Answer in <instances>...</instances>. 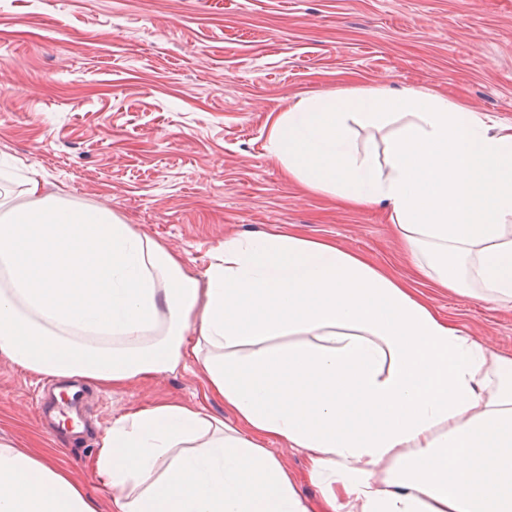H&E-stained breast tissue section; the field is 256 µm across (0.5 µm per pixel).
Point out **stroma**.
I'll use <instances>...</instances> for the list:
<instances>
[{
  "label": "stroma",
  "instance_id": "stroma-1",
  "mask_svg": "<svg viewBox=\"0 0 512 512\" xmlns=\"http://www.w3.org/2000/svg\"><path fill=\"white\" fill-rule=\"evenodd\" d=\"M413 88L512 124V0H0V185L106 209L202 277L231 233L289 229L407 273L376 206L346 209L288 182L267 151L270 116L344 88ZM421 292L470 336L512 353V312ZM41 383L0 358V436L55 449L109 512L91 462L131 407L195 402L196 368L121 389L84 386L86 443L40 424Z\"/></svg>",
  "mask_w": 512,
  "mask_h": 512
}]
</instances>
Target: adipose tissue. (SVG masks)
Segmentation results:
<instances>
[{"mask_svg":"<svg viewBox=\"0 0 512 512\" xmlns=\"http://www.w3.org/2000/svg\"><path fill=\"white\" fill-rule=\"evenodd\" d=\"M384 127L382 153L353 126ZM289 181L382 204L410 277L298 231L232 235L202 278L114 213L26 180L0 209V357L125 387L196 366L203 404L129 409L93 472L110 512H512V354L419 284L512 307V125L440 95L345 89L273 121ZM301 450L319 501L268 447ZM0 512H100L45 450L0 437Z\"/></svg>","mask_w":512,"mask_h":512,"instance_id":"adipose-tissue-1","label":"adipose tissue"}]
</instances>
